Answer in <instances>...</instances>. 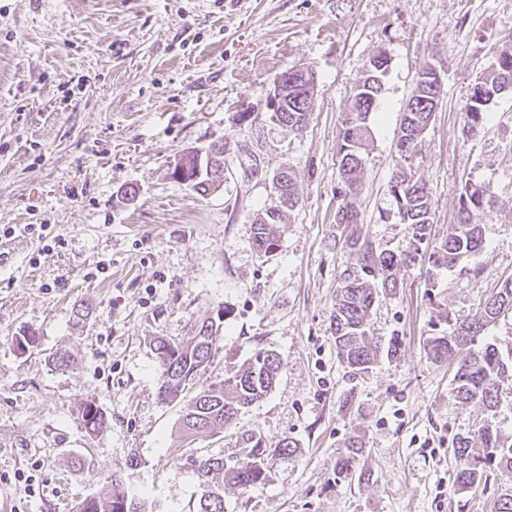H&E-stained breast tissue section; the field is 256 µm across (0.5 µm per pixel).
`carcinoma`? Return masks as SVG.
I'll return each instance as SVG.
<instances>
[{"label": "carcinoma", "instance_id": "obj_1", "mask_svg": "<svg viewBox=\"0 0 512 512\" xmlns=\"http://www.w3.org/2000/svg\"><path fill=\"white\" fill-rule=\"evenodd\" d=\"M497 67L479 76L464 106V126L475 136L489 120L490 100L501 95L506 88L512 89V35L505 46L497 51ZM381 86L359 84L354 90L346 118L342 123L341 145L338 151V170L343 184V193L357 197L366 159V146L371 144L370 119L378 110ZM408 102L413 109L403 114L399 143H408L404 149L397 148L399 163L390 180V192L398 208L400 220L411 228V243L399 253L380 251L369 247L361 250L359 268L341 277L332 312L333 335L341 363L348 376L356 379L369 373L381 354L389 359L398 356L396 346L387 349L367 336L369 313L386 291L399 287L397 271L410 266L417 259L429 257L436 265L454 267L482 248L480 230L482 217L494 207L492 199L485 197L483 188L467 184L459 197L458 224L437 249L428 252L431 237V211L433 202L426 183L416 178L407 169L420 152L422 136L432 113L428 112L429 98L415 85ZM307 102L302 98L288 101V111L281 113L282 127L291 133H300L306 127L309 113L304 111ZM226 144H219L212 173L194 176L195 164H190L189 187L200 196H207L221 187L219 179L224 177L226 166ZM277 179L283 195L288 197V207L298 203L295 178L286 167L280 169ZM336 223H360L358 205L352 203L336 212ZM281 213L276 207L265 209L256 219L254 246L258 252L269 254L278 246ZM512 314V278L504 281L480 306L477 314L468 322L455 326L446 336H435L428 342V356L435 362H444L451 357L459 358L453 376L452 394L461 403H475L491 415L498 407L502 391L501 380L512 373V355L505 357L494 343L486 341L484 332L488 325L502 316ZM204 321L193 335L182 339L155 336L151 349L158 365L161 400L171 403L192 389L196 377L205 369L218 350L220 324L218 320ZM282 361L271 357L269 352L259 350L241 369L224 376L198 392L186 414L183 415L181 431L192 434L199 431L214 432L228 427L235 421L240 409L259 401L275 385ZM79 420L86 436L93 437L106 425L107 419L101 408H90V402L81 403ZM483 456L470 457V440L460 437L454 443L453 452L463 460L456 472L453 485L459 490L473 487L488 488L492 467L512 468V443L503 440L498 427L486 419L478 431ZM243 442L251 444L247 460L233 465L224 461V456L211 455L199 461L202 492L197 512H224V484L242 491H249L262 483L266 477L267 461L271 456L287 458L296 453L293 441L286 438L275 448L266 447L262 437L254 432L242 433ZM361 448L351 441L341 456L336 469V479L353 480L364 478L357 473V458ZM112 489L104 496L87 497L76 505L75 512H145L143 505L130 498L118 478H112Z\"/></svg>", "mask_w": 512, "mask_h": 512}]
</instances>
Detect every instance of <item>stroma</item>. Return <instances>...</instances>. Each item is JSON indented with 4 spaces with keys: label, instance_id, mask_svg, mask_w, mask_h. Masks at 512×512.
Here are the masks:
<instances>
[{
    "label": "stroma",
    "instance_id": "obj_1",
    "mask_svg": "<svg viewBox=\"0 0 512 512\" xmlns=\"http://www.w3.org/2000/svg\"><path fill=\"white\" fill-rule=\"evenodd\" d=\"M512 33V0H0V501L9 512H72L121 477L146 512H196V459L244 460L241 433L273 457L264 484L224 488V512H495L512 470L487 492L455 489L458 437L482 416L451 395L455 361L429 338L468 321L512 278V93L494 100L479 136L463 131L470 88ZM388 72L357 203L361 236L401 251L411 231L389 181L419 72L443 95L412 169L434 202L432 240L458 222L465 183L496 205L482 250L430 270L415 263L381 295L370 334L395 344L363 378L337 357L331 314L344 271L358 268L342 204L338 149L355 87L379 52ZM291 68L317 81L300 134L271 124L265 99ZM247 121H240L241 113ZM227 146L224 184L202 197L171 175L188 148ZM296 178L276 251L253 244L271 178ZM135 188L128 196L126 188ZM85 317H77L76 309ZM224 310L207 388L260 350L283 366L273 389L230 429L178 436L186 402L163 403L150 347ZM35 337L18 351L15 340ZM71 354L56 368V351ZM105 427L86 436L79 404ZM363 482L340 481L349 440Z\"/></svg>",
    "mask_w": 512,
    "mask_h": 512
}]
</instances>
